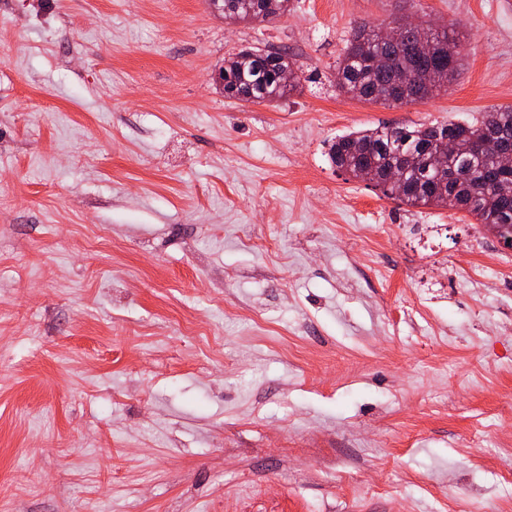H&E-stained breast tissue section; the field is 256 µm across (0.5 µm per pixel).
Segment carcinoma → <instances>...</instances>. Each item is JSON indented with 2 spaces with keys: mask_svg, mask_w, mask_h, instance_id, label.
<instances>
[{
  "mask_svg": "<svg viewBox=\"0 0 512 512\" xmlns=\"http://www.w3.org/2000/svg\"><path fill=\"white\" fill-rule=\"evenodd\" d=\"M291 0H224L232 20L266 19L290 11ZM420 34L406 29L392 43L380 41V31L367 24L354 28L344 56L336 65V87L360 101L404 104L425 99L448 87L461 66L462 39L453 29L431 32L432 52L418 47ZM432 65L439 80L413 90L404 80ZM296 70L285 52L244 49L224 60V96L252 103L271 102L297 90L300 79L281 84L283 68ZM494 136L512 148V107L484 113L472 123L450 121L437 126H377L351 131L332 141L331 163L353 176L364 168L375 171L376 185L388 197L411 207L437 206L462 210L476 223L496 231L512 248V177L499 170L496 155L475 149V144ZM443 139L459 142L456 153L439 164L427 162L431 147ZM396 170L405 175L403 194L388 186Z\"/></svg>",
  "mask_w": 512,
  "mask_h": 512,
  "instance_id": "1",
  "label": "carcinoma"
}]
</instances>
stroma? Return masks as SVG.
I'll list each match as a JSON object with an SVG mask.
<instances>
[{
	"label": "stroma",
	"mask_w": 512,
	"mask_h": 512,
	"mask_svg": "<svg viewBox=\"0 0 512 512\" xmlns=\"http://www.w3.org/2000/svg\"><path fill=\"white\" fill-rule=\"evenodd\" d=\"M464 34L447 90L336 88L355 26ZM285 51L300 88L213 81ZM512 106V0H0V512H512V249L328 159ZM224 1V18L233 20L234 14L240 16L241 19H266L268 15L280 12L285 14L290 11L291 0H223ZM225 9L228 13L225 12ZM237 22H245L247 20L235 19ZM283 83L281 84L280 72ZM297 68L293 59L285 52L244 49L224 60V70L214 73L213 79L220 88H224V96L252 103L271 102L281 99L294 91L300 84Z\"/></svg>",
	"instance_id": "35a3bbf8"
}]
</instances>
